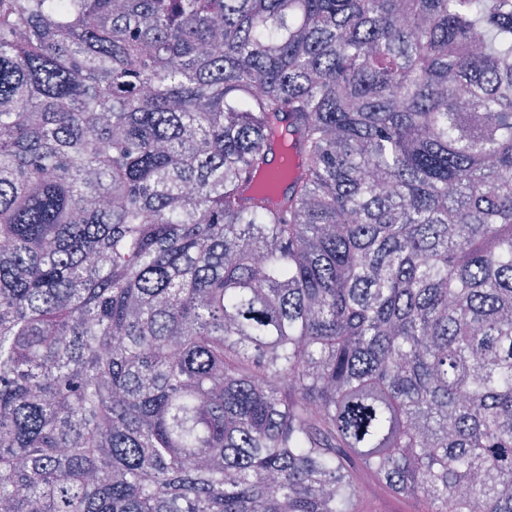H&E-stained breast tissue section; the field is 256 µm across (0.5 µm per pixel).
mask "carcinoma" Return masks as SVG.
Returning <instances> with one entry per match:
<instances>
[{
    "instance_id": "1",
    "label": "carcinoma",
    "mask_w": 512,
    "mask_h": 512,
    "mask_svg": "<svg viewBox=\"0 0 512 512\" xmlns=\"http://www.w3.org/2000/svg\"><path fill=\"white\" fill-rule=\"evenodd\" d=\"M1 241L0 512H512V0H0ZM358 508L360 512H417L423 510L419 503H400L391 498L386 490L381 496L376 495L370 485H364Z\"/></svg>"
}]
</instances>
